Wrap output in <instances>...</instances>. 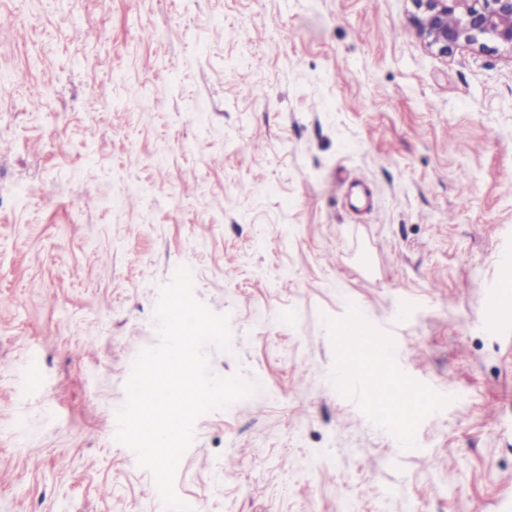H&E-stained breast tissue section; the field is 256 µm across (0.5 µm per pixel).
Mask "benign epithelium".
<instances>
[{"label":"benign epithelium","mask_w":512,"mask_h":512,"mask_svg":"<svg viewBox=\"0 0 512 512\" xmlns=\"http://www.w3.org/2000/svg\"><path fill=\"white\" fill-rule=\"evenodd\" d=\"M410 24L431 52L495 42L512 50V0H410Z\"/></svg>","instance_id":"obj_1"}]
</instances>
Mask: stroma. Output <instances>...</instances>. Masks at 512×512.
<instances>
[{
	"label": "stroma",
	"instance_id": "stroma-1",
	"mask_svg": "<svg viewBox=\"0 0 512 512\" xmlns=\"http://www.w3.org/2000/svg\"><path fill=\"white\" fill-rule=\"evenodd\" d=\"M411 10L0 0V512H168L111 424L181 266L229 317L212 372L261 385L194 425L175 490L199 512L512 500V328L485 321L512 253V52L438 56ZM354 320L395 348L387 377L442 397L405 451L343 372Z\"/></svg>",
	"mask_w": 512,
	"mask_h": 512
}]
</instances>
